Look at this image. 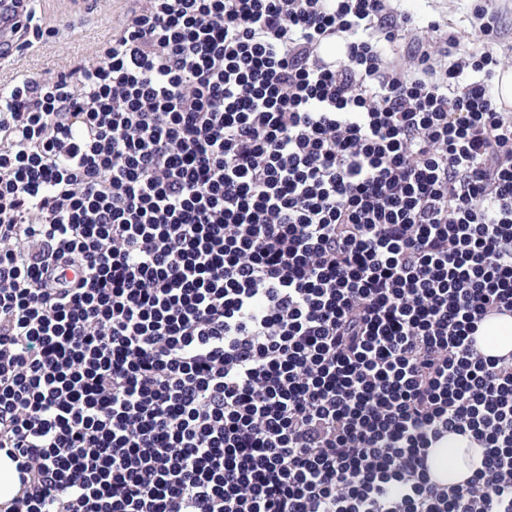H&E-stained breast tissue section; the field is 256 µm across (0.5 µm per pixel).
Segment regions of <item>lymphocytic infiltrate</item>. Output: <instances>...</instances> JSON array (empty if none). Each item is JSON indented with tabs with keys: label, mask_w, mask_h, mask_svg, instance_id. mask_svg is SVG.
<instances>
[{
	"label": "lymphocytic infiltrate",
	"mask_w": 512,
	"mask_h": 512,
	"mask_svg": "<svg viewBox=\"0 0 512 512\" xmlns=\"http://www.w3.org/2000/svg\"><path fill=\"white\" fill-rule=\"evenodd\" d=\"M458 44L393 0H134L0 88V512H512L473 343L512 313V54ZM432 450L431 470L445 483L463 482L481 462V448L456 435L448 434V438Z\"/></svg>",
	"instance_id": "f902f5d3"
}]
</instances>
